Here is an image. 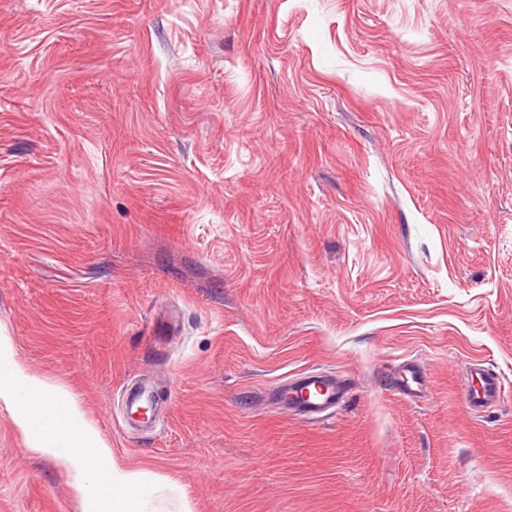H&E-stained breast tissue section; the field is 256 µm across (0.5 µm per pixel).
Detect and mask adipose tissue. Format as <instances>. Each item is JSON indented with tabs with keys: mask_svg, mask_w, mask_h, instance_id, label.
Masks as SVG:
<instances>
[{
	"mask_svg": "<svg viewBox=\"0 0 512 512\" xmlns=\"http://www.w3.org/2000/svg\"><path fill=\"white\" fill-rule=\"evenodd\" d=\"M0 403L11 411L30 451L56 458L73 476L84 512H148L168 481L145 468H124L74 395L19 365L0 326Z\"/></svg>",
	"mask_w": 512,
	"mask_h": 512,
	"instance_id": "1",
	"label": "adipose tissue"
}]
</instances>
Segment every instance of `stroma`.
Here are the masks:
<instances>
[{
	"mask_svg": "<svg viewBox=\"0 0 512 512\" xmlns=\"http://www.w3.org/2000/svg\"><path fill=\"white\" fill-rule=\"evenodd\" d=\"M0 257L153 512H512V0H0ZM0 512H83L1 404ZM481 388L468 395V401L475 408H484L493 405L501 392L502 384L499 378L490 373L480 376ZM301 387L314 388L315 396L308 399L301 407L310 419H319L328 416L330 409L343 400L347 391L335 379L321 374L307 376L301 383Z\"/></svg>",
	"mask_w": 512,
	"mask_h": 512,
	"instance_id": "1",
	"label": "stroma"
}]
</instances>
